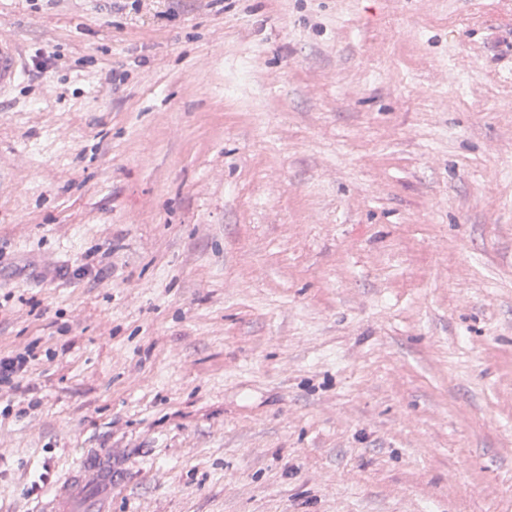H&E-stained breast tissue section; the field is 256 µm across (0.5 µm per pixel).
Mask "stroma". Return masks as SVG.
Returning <instances> with one entry per match:
<instances>
[{
    "label": "stroma",
    "mask_w": 512,
    "mask_h": 512,
    "mask_svg": "<svg viewBox=\"0 0 512 512\" xmlns=\"http://www.w3.org/2000/svg\"><path fill=\"white\" fill-rule=\"evenodd\" d=\"M0 512H512V5L0 0ZM47 485L31 490L39 473ZM22 57L15 39L0 36V97L19 80ZM34 346H26L23 351L11 352L7 355L0 353V395L13 394L20 388V379L28 372L36 360Z\"/></svg>",
    "instance_id": "1"
}]
</instances>
